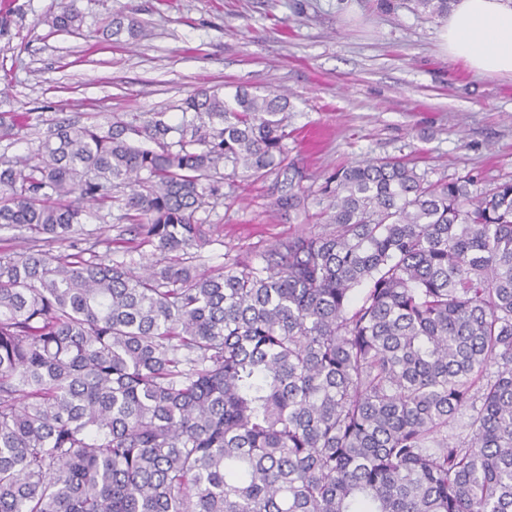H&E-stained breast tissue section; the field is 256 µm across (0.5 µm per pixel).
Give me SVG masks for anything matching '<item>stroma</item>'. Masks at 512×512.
<instances>
[{
  "instance_id": "1",
  "label": "stroma",
  "mask_w": 512,
  "mask_h": 512,
  "mask_svg": "<svg viewBox=\"0 0 512 512\" xmlns=\"http://www.w3.org/2000/svg\"><path fill=\"white\" fill-rule=\"evenodd\" d=\"M57 3L0 0V112L41 118L22 139L0 141V159L34 156L63 120H176L175 103L201 88L288 94V161L306 173L305 212L277 209L276 174L237 177L202 215L198 272L232 259L258 265L288 237L322 231L326 181L344 166L413 158L429 180L471 176L480 191L512 179V79L449 59L442 18L381 0H77L83 25L71 34L46 23ZM133 9L144 36L108 40L113 13ZM129 226L120 210L94 209L73 240L109 258Z\"/></svg>"
}]
</instances>
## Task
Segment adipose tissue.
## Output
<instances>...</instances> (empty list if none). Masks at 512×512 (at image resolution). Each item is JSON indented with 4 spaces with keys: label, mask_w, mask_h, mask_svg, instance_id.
Returning <instances> with one entry per match:
<instances>
[{
    "label": "adipose tissue",
    "mask_w": 512,
    "mask_h": 512,
    "mask_svg": "<svg viewBox=\"0 0 512 512\" xmlns=\"http://www.w3.org/2000/svg\"><path fill=\"white\" fill-rule=\"evenodd\" d=\"M440 39L476 73L512 77V0H455Z\"/></svg>",
    "instance_id": "obj_1"
}]
</instances>
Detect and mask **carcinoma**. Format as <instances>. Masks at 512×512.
I'll use <instances>...</instances> for the list:
<instances>
[{
  "label": "carcinoma",
  "mask_w": 512,
  "mask_h": 512,
  "mask_svg": "<svg viewBox=\"0 0 512 512\" xmlns=\"http://www.w3.org/2000/svg\"><path fill=\"white\" fill-rule=\"evenodd\" d=\"M81 23L75 0L51 20ZM144 31L120 12L106 35ZM174 109L56 124L0 170V232L65 241L117 203L124 253L155 257L0 254V512H512V182L347 166L322 231L199 273L197 213L283 167L292 105L199 89ZM30 120L1 112L0 140ZM305 178L288 165L279 210Z\"/></svg>",
  "instance_id": "1"
}]
</instances>
